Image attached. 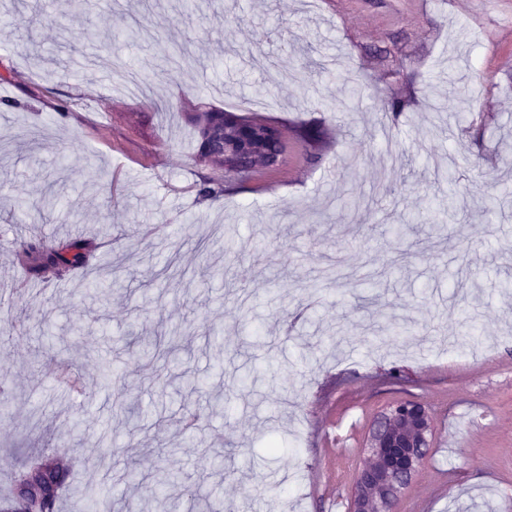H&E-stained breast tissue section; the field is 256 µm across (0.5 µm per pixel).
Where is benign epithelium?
Returning a JSON list of instances; mask_svg holds the SVG:
<instances>
[{"mask_svg":"<svg viewBox=\"0 0 512 512\" xmlns=\"http://www.w3.org/2000/svg\"><path fill=\"white\" fill-rule=\"evenodd\" d=\"M217 151L212 164L229 172L266 165L271 153L260 130L242 141L229 127L209 131ZM433 419L426 406L403 401L386 406L376 417L363 443V461L349 495V512H394V505L415 479L430 448Z\"/></svg>","mask_w":512,"mask_h":512,"instance_id":"1","label":"benign epithelium"}]
</instances>
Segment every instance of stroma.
<instances>
[{
  "instance_id": "obj_1",
  "label": "stroma",
  "mask_w": 512,
  "mask_h": 512,
  "mask_svg": "<svg viewBox=\"0 0 512 512\" xmlns=\"http://www.w3.org/2000/svg\"><path fill=\"white\" fill-rule=\"evenodd\" d=\"M0 15V495L37 448L70 472L63 512L102 500L104 478L128 512L159 469L179 475L174 498L197 486L224 512H348L374 416L411 400L434 433L396 512H512V194L479 207L512 191V0H198L189 16L89 0L79 18L71 0H0ZM109 23L138 25L136 51L108 43ZM189 39L194 57L167 69ZM212 109L279 123V173L240 183L196 159L193 118ZM450 162L453 185L436 172ZM217 179L224 194L201 197ZM47 181L63 204L29 223ZM452 189L461 207L430 234L428 203ZM353 197L371 200L368 223L344 215ZM76 240L86 266L15 290L22 244ZM170 256L190 272L223 261L230 281L168 280ZM388 321L402 339H374ZM172 330L178 361L141 356ZM64 363L87 393L60 383ZM116 367L137 417L104 386ZM228 385L229 411L184 445L170 392L202 407Z\"/></svg>"
}]
</instances>
